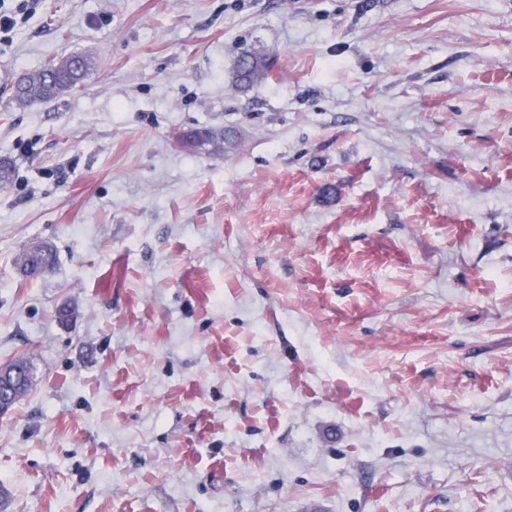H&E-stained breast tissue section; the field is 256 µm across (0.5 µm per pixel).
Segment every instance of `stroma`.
Wrapping results in <instances>:
<instances>
[{
  "mask_svg": "<svg viewBox=\"0 0 512 512\" xmlns=\"http://www.w3.org/2000/svg\"><path fill=\"white\" fill-rule=\"evenodd\" d=\"M3 157L7 512H512V0H38ZM93 67L88 54L49 59L40 69L22 75L11 88L12 96L19 104L53 100L79 86ZM195 139L193 146L197 149L212 147L218 150L224 148V131L212 128H195L191 133Z\"/></svg>",
  "mask_w": 512,
  "mask_h": 512,
  "instance_id": "stroma-1",
  "label": "stroma"
}]
</instances>
